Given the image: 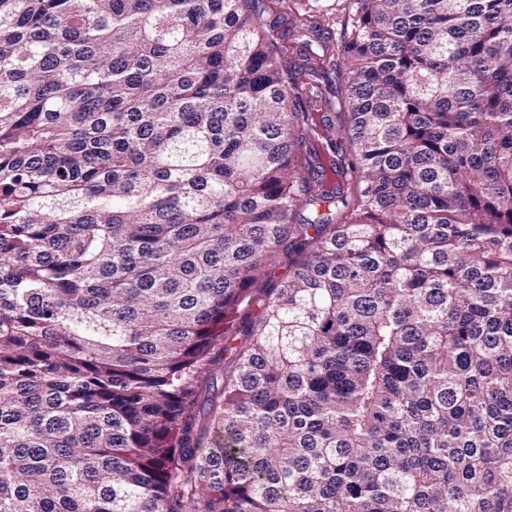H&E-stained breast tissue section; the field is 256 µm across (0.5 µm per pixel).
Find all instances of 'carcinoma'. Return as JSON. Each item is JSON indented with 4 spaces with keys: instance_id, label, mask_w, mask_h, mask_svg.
<instances>
[{
    "instance_id": "carcinoma-1",
    "label": "carcinoma",
    "mask_w": 512,
    "mask_h": 512,
    "mask_svg": "<svg viewBox=\"0 0 512 512\" xmlns=\"http://www.w3.org/2000/svg\"><path fill=\"white\" fill-rule=\"evenodd\" d=\"M345 2L0 0V512H512V0ZM256 0L254 8L257 14H260L261 20L270 29V33L277 37L279 33L284 32V26L281 25L279 13L293 14L295 10L305 9V6L295 0ZM296 38V39H295ZM304 40H309L311 42V46L308 47L315 54H309L308 51L304 48L302 51H299L300 43ZM280 43L286 48V56L288 58V62L292 69L296 67V70L304 71L311 66H318V61H316V54H321L319 43L312 37H298V36H286L283 41Z\"/></svg>"
}]
</instances>
